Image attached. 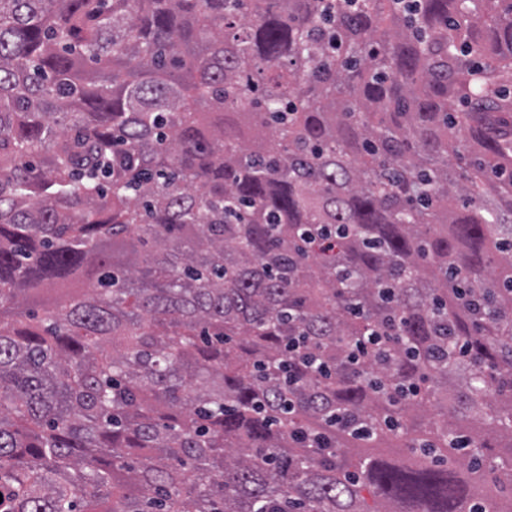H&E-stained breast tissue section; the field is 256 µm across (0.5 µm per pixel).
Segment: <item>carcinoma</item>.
I'll return each mask as SVG.
<instances>
[{
    "mask_svg": "<svg viewBox=\"0 0 512 512\" xmlns=\"http://www.w3.org/2000/svg\"><path fill=\"white\" fill-rule=\"evenodd\" d=\"M509 75L512 0H0V512H500Z\"/></svg>",
    "mask_w": 512,
    "mask_h": 512,
    "instance_id": "carcinoma-1",
    "label": "carcinoma"
}]
</instances>
